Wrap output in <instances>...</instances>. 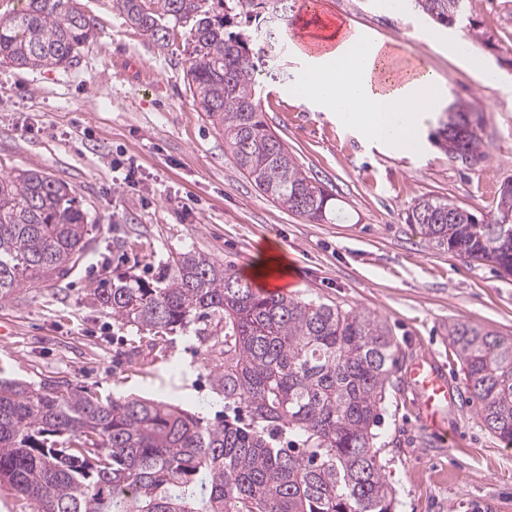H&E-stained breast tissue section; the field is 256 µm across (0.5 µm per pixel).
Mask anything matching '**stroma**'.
I'll list each match as a JSON object with an SVG mask.
<instances>
[{
  "instance_id": "1",
  "label": "stroma",
  "mask_w": 512,
  "mask_h": 512,
  "mask_svg": "<svg viewBox=\"0 0 512 512\" xmlns=\"http://www.w3.org/2000/svg\"><path fill=\"white\" fill-rule=\"evenodd\" d=\"M330 4L354 30L421 50L445 96L420 115V149L396 156L295 94L300 54L289 52L283 77L258 69L268 124L332 195L319 223L260 194L197 112L182 29L163 46L130 27L112 0H82L96 37L77 64L0 65V176L35 168L65 181L93 226L77 266L0 302V379L55 377L102 397H149L192 412L207 405L219 414L196 338L201 330L216 335L215 327L193 322L151 345L113 320L92 292L119 273L157 275L190 249L240 273L270 245L292 264V296L374 313L404 355L375 429L395 512H512V446L483 428L448 338L460 319L512 337V276L434 248L406 221L421 196L489 211L512 179V0H478L475 18L492 42L475 44V65L451 52L466 31L433 24L411 5L391 12L383 0ZM123 60L148 78L122 70ZM456 100L482 110L486 157L473 166L449 159L431 138ZM116 159L138 165L140 188H126ZM420 352L457 392L444 437L421 425L419 395L407 380Z\"/></svg>"
}]
</instances>
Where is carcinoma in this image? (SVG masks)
I'll return each mask as SVG.
<instances>
[{"instance_id": "cac0c4a2", "label": "carcinoma", "mask_w": 512, "mask_h": 512, "mask_svg": "<svg viewBox=\"0 0 512 512\" xmlns=\"http://www.w3.org/2000/svg\"><path fill=\"white\" fill-rule=\"evenodd\" d=\"M432 23L476 29L475 0H414ZM157 42L188 29L189 91L246 177L309 222L331 195L296 164L262 112L254 73L282 76L292 0H112ZM79 0H26L0 17V63L73 65L95 36ZM481 111L456 102L438 121L448 157L484 152ZM406 221L433 246L512 276V180L479 218L417 199ZM91 228L62 180L35 169L0 177V301L32 279L70 271ZM112 318L153 335L209 319L212 386L224 413L210 422L143 397L101 398L64 380L0 379V482L34 512H395L374 427L401 352L375 314L264 291L210 256L178 253L163 279L118 276L93 289ZM448 336L486 429L512 444V337L469 320Z\"/></svg>"}]
</instances>
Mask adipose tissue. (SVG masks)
<instances>
[{
	"mask_svg": "<svg viewBox=\"0 0 512 512\" xmlns=\"http://www.w3.org/2000/svg\"><path fill=\"white\" fill-rule=\"evenodd\" d=\"M304 55L307 65L295 92L314 99L395 153L417 146L420 113L437 107L443 84L432 69L398 68L383 42H365L337 33L321 34Z\"/></svg>",
	"mask_w": 512,
	"mask_h": 512,
	"instance_id": "obj_1",
	"label": "adipose tissue"
}]
</instances>
